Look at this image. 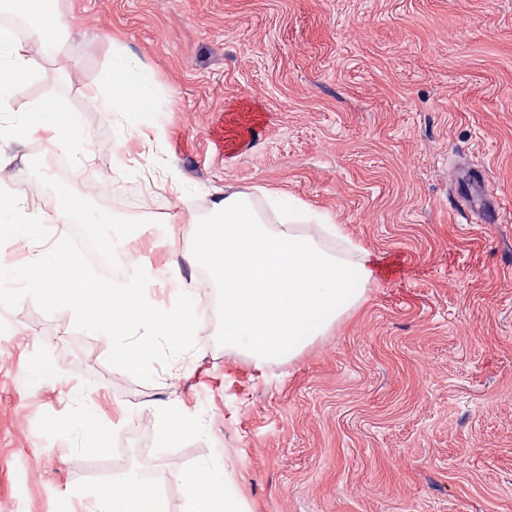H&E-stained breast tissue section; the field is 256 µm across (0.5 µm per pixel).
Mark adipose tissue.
Instances as JSON below:
<instances>
[{"mask_svg": "<svg viewBox=\"0 0 512 512\" xmlns=\"http://www.w3.org/2000/svg\"><path fill=\"white\" fill-rule=\"evenodd\" d=\"M27 22L30 44L0 27V99L20 94L21 75L32 52L55 54L70 30L68 20L46 11V0H10ZM100 112L123 113L133 133L160 132L155 108L156 81L136 54L119 48L112 55V75L105 87L91 91ZM29 133L48 135L60 150L79 156L88 151L87 132L60 104L28 102ZM300 207H288L277 227L266 225L243 196L228 194L212 203L210 219L199 230L209 242L201 259L221 289L224 342L246 347L260 363L298 354L324 335L356 306L376 276L371 253L353 246L345 259L325 250L314 236L299 233ZM172 477L186 492L185 512H243L226 473L223 455L192 469L173 468ZM97 512H160L152 482L129 472L120 488L96 494Z\"/></svg>", "mask_w": 512, "mask_h": 512, "instance_id": "1", "label": "adipose tissue"}]
</instances>
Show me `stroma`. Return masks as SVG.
Instances as JSON below:
<instances>
[{"mask_svg": "<svg viewBox=\"0 0 512 512\" xmlns=\"http://www.w3.org/2000/svg\"><path fill=\"white\" fill-rule=\"evenodd\" d=\"M72 22L24 92L65 101L94 148L67 184L146 219V263L196 276L193 233L224 193L274 216L268 193L329 214L373 253L357 307L295 358L256 366L199 324L196 347L140 380L107 336L34 299L0 306V512H87L115 446L185 467L227 453L244 512H512V0H55ZM125 46L168 103L142 148L87 98ZM31 214L36 137L0 141ZM499 202L484 224L458 173ZM178 176L183 197L169 188ZM94 402L92 427L78 425ZM200 432L163 448L155 410Z\"/></svg>", "mask_w": 512, "mask_h": 512, "instance_id": "stroma-1", "label": "stroma"}]
</instances>
